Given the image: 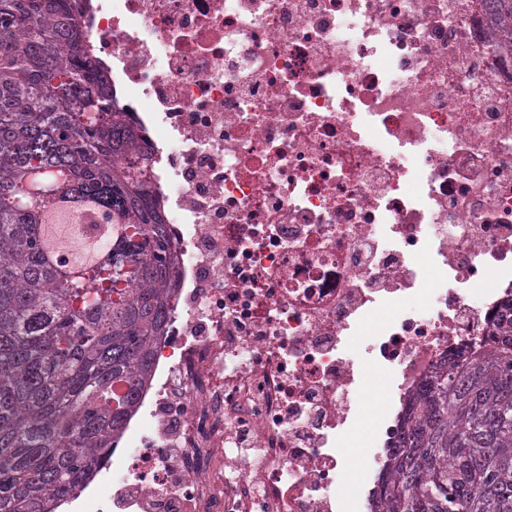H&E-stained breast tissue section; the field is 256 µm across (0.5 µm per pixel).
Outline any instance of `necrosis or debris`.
Returning <instances> with one entry per match:
<instances>
[{"label":"necrosis or debris","instance_id":"obj_1","mask_svg":"<svg viewBox=\"0 0 512 512\" xmlns=\"http://www.w3.org/2000/svg\"><path fill=\"white\" fill-rule=\"evenodd\" d=\"M81 3L182 254L113 485L138 512H338L364 366L393 402L377 473L512 298V47L486 0Z\"/></svg>","mask_w":512,"mask_h":512}]
</instances>
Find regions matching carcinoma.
Listing matches in <instances>:
<instances>
[{
  "label": "carcinoma",
  "mask_w": 512,
  "mask_h": 512,
  "mask_svg": "<svg viewBox=\"0 0 512 512\" xmlns=\"http://www.w3.org/2000/svg\"><path fill=\"white\" fill-rule=\"evenodd\" d=\"M487 2L511 41L512 0ZM140 141L72 0H0V512H56L89 484L153 374L181 260ZM87 199L119 234L67 272L40 246L42 214ZM492 338L410 398L375 512H512V304Z\"/></svg>",
  "instance_id": "obj_1"
}]
</instances>
